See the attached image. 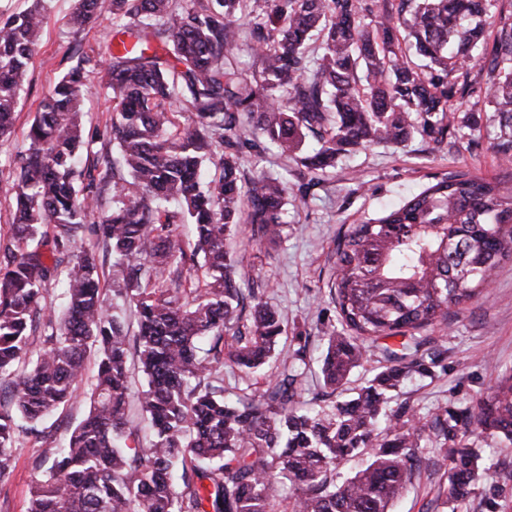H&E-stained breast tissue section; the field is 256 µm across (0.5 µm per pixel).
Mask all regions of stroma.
Wrapping results in <instances>:
<instances>
[{
    "label": "stroma",
    "mask_w": 512,
    "mask_h": 512,
    "mask_svg": "<svg viewBox=\"0 0 512 512\" xmlns=\"http://www.w3.org/2000/svg\"><path fill=\"white\" fill-rule=\"evenodd\" d=\"M74 6L75 0H46L47 24L16 109L14 131L9 139L0 140L1 238L9 237L15 217L12 159L24 145V133L40 102L68 68L72 53L99 62L112 49L110 0H99L100 25L80 35L73 34L69 26ZM105 80L100 65L88 77L90 93L83 102L87 114L84 135L88 138L102 136L112 116ZM461 104L471 110L472 124L459 129L449 141L437 143L417 135L397 148H356L340 156L326 176L305 190L300 187L299 165L277 151L266 154L264 168L288 177V227L277 246L244 250L245 276L239 285L244 289L262 287L264 301L282 315L288 337L281 341V349L292 350L293 335L309 337L302 400L325 391L319 370L325 350L321 330L337 320L329 302V286L338 235L445 173L461 169L478 177L512 173V160H505L495 150L496 143L508 134L498 114L486 107L478 94L463 98ZM487 292L486 298L449 315L447 328L435 330V338L447 350L443 370L432 378L406 382L395 396V404L408 405L423 417L439 406H470L490 391L500 370L512 367V261L501 264ZM44 450L33 438L22 440L13 472L0 481V512H26L30 489L39 477L32 462ZM419 455L418 473L397 501L395 512H448L447 465L441 453L429 446L420 449Z\"/></svg>",
    "instance_id": "1"
}]
</instances>
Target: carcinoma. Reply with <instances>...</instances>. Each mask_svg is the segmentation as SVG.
<instances>
[{
	"label": "carcinoma",
	"instance_id": "carcinoma-1",
	"mask_svg": "<svg viewBox=\"0 0 512 512\" xmlns=\"http://www.w3.org/2000/svg\"><path fill=\"white\" fill-rule=\"evenodd\" d=\"M489 4L400 0L395 14L385 0H187L176 15L173 0H112L122 39L105 61L108 140L83 137L91 58L80 56L13 159L16 221L0 242V387L10 390L0 480L21 435L44 440L71 401L88 404L51 457L34 460L41 477L27 512H277L286 481L292 512H392L429 443L448 462L449 512H467L477 493L493 510L512 495V474L479 485L489 468L475 443L512 445L511 369L475 408L420 418L391 406L407 380L441 367L430 332L512 261V185L499 177L451 173L337 237L324 388L336 395L368 344L401 338L400 349L383 347L385 365L355 396L297 407L302 335L259 391L224 396L221 371L259 372L286 333L261 295L237 288L244 256L228 246L243 221L251 244L282 239L288 179L260 167L266 152L274 146L316 174L356 147H397L414 134L442 142L469 125L450 101L471 93L461 80L471 64L485 69V102L512 129V15L487 57ZM244 17L258 60L248 82L233 67ZM44 19V0L0 19V138L12 133ZM100 19L98 0H77L73 33ZM179 113L191 123H177ZM308 133L316 147L303 156ZM209 167L218 173L208 180ZM184 223L192 243L178 232ZM101 255L112 257L110 289ZM132 355L142 390H133ZM90 356L97 372L86 383ZM133 402L152 430L146 446L128 419ZM355 457L363 464L340 477Z\"/></svg>",
	"mask_w": 512,
	"mask_h": 512
}]
</instances>
